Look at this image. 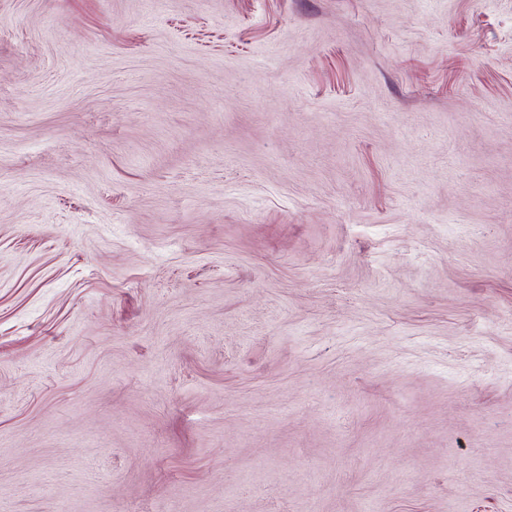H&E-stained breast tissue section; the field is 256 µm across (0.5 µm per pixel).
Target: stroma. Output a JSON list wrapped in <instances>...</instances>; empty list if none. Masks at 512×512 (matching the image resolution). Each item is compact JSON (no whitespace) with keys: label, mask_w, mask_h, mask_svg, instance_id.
Listing matches in <instances>:
<instances>
[{"label":"stroma","mask_w":512,"mask_h":512,"mask_svg":"<svg viewBox=\"0 0 512 512\" xmlns=\"http://www.w3.org/2000/svg\"><path fill=\"white\" fill-rule=\"evenodd\" d=\"M0 512H512V0H0Z\"/></svg>","instance_id":"35a3bbf8"}]
</instances>
